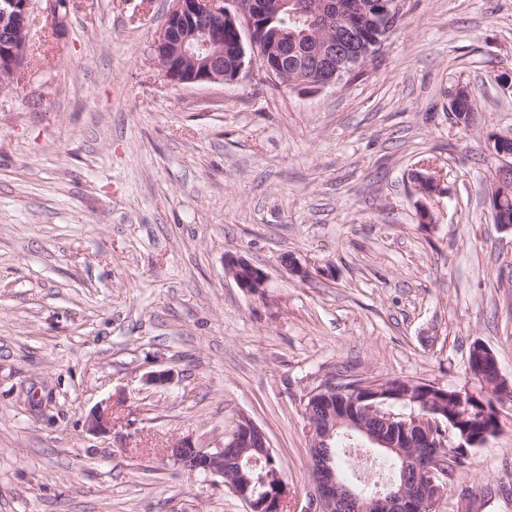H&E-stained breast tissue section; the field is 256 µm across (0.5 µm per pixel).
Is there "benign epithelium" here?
I'll list each match as a JSON object with an SVG mask.
<instances>
[{
	"mask_svg": "<svg viewBox=\"0 0 512 512\" xmlns=\"http://www.w3.org/2000/svg\"><path fill=\"white\" fill-rule=\"evenodd\" d=\"M33 0H0V28L17 29L32 15ZM285 0H169L164 28L153 43L154 59L162 74L178 85L220 84L233 82L245 68L247 51L257 54L263 62L262 70L266 79L279 83L280 76L288 71V39H280L265 45L255 38L256 24L264 17L283 10ZM328 28L336 35L325 39L319 37L310 42V48L298 57V65L315 72L317 87L336 83L337 71L349 70L361 62L359 52V24L356 18L346 15L336 21V15L325 16ZM234 29L238 38L235 43L237 66L231 72H224V27ZM422 195L432 197L443 193V187L435 171L421 176L417 182ZM512 198V164L499 167L498 178L489 195L490 209L498 225L512 231L506 200ZM225 274L232 278L237 287L248 296L261 297L267 288L268 275L245 259L229 256L224 262ZM472 353L488 360L496 371V383L506 384L496 355L485 345L478 343ZM341 416L334 425L305 419L306 432L311 448V473L313 490L307 496V505L302 512H334L336 503L345 498L354 512H434L445 497L444 477L448 473V461L443 457L419 456L410 458L416 470L417 482L408 489L405 484L387 486L384 490L367 497L354 489H342L332 458L328 440L333 437L334 427L344 426L366 439L371 448L390 449L388 439L401 440L414 448L454 447L446 438L433 439L434 419H428L429 429L421 434L406 424H398V416L392 411L389 398L379 393H362L342 403ZM376 418L383 427L370 429L365 419ZM89 428L96 433H110L113 428L112 407H101L92 412ZM227 438L235 453L224 457V444L215 448H200L191 439H184L167 449V456L188 471H197L208 476H224V461L237 464L246 470L242 481L230 486L233 494L243 501L247 512H260L256 494L274 480L287 492V484L279 472L265 474L262 463L272 454L266 434L254 423L249 422L234 429Z\"/></svg>",
	"mask_w": 512,
	"mask_h": 512,
	"instance_id": "benign-epithelium-1",
	"label": "benign epithelium"
}]
</instances>
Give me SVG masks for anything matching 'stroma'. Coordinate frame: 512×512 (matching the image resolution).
Returning <instances> with one entry per match:
<instances>
[{"instance_id": "stroma-1", "label": "stroma", "mask_w": 512, "mask_h": 512, "mask_svg": "<svg viewBox=\"0 0 512 512\" xmlns=\"http://www.w3.org/2000/svg\"><path fill=\"white\" fill-rule=\"evenodd\" d=\"M47 0L21 82L0 90V512H246L167 457L240 416L311 488L303 406L327 379L480 392L479 342L512 385V232L488 191L512 136V0H405L373 63L321 87L178 86L152 51L167 0ZM473 110H448L456 85ZM436 166L443 195L411 174ZM426 202L431 223L417 207ZM236 255L268 275L250 297ZM291 256L308 270L289 274ZM331 266L332 277L319 270ZM165 371L167 383L149 377ZM111 406V434L87 418ZM455 491L512 512V401ZM243 268L247 269V274L242 273ZM224 271L244 294L253 297H261L265 294L268 275L262 268L245 259L229 256L225 259Z\"/></svg>"}]
</instances>
